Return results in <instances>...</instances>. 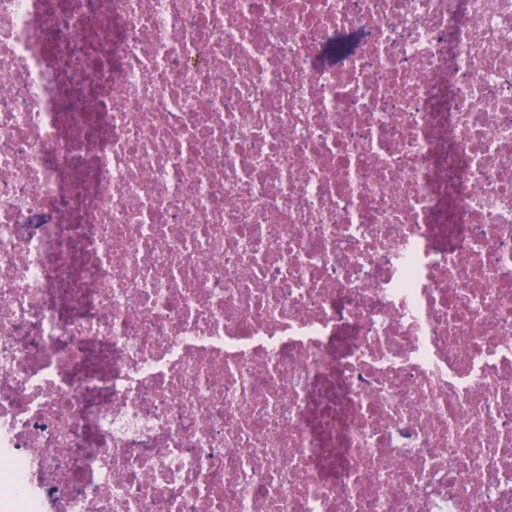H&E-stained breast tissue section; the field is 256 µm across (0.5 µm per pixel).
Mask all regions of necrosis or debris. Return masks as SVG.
<instances>
[{
  "mask_svg": "<svg viewBox=\"0 0 512 512\" xmlns=\"http://www.w3.org/2000/svg\"><path fill=\"white\" fill-rule=\"evenodd\" d=\"M0 512H512V0H0Z\"/></svg>",
  "mask_w": 512,
  "mask_h": 512,
  "instance_id": "1",
  "label": "necrosis or debris"
}]
</instances>
